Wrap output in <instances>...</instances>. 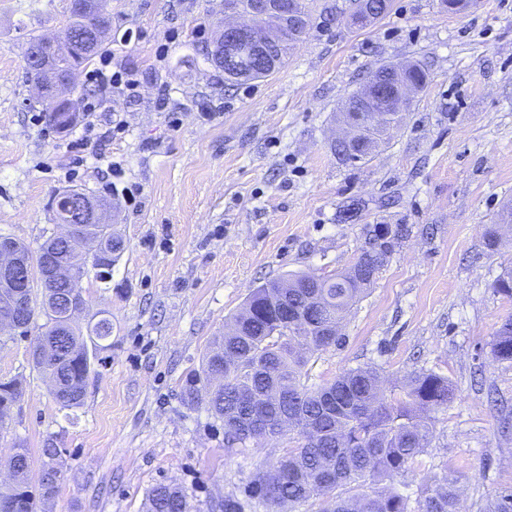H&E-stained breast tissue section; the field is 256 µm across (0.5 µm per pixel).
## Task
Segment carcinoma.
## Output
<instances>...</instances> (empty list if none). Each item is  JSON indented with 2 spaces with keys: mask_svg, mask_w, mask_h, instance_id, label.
<instances>
[{
  "mask_svg": "<svg viewBox=\"0 0 512 512\" xmlns=\"http://www.w3.org/2000/svg\"><path fill=\"white\" fill-rule=\"evenodd\" d=\"M392 0H356L354 20L370 22L386 15ZM384 143L380 132L357 145L352 154L335 148L345 162L365 160ZM396 235L386 224H376L354 264L340 273L319 279L310 274H292L265 282L249 295L234 315L231 332L214 341L200 370L192 373L183 399L192 407L203 406L224 421L225 447L244 451L286 434L295 446L284 450L277 466L262 470L244 488V498L224 499V512H244L252 500L273 501L291 512L319 502V512H456L458 478L450 473L435 476L420 498L390 486L408 470L433 437L435 414L448 407L453 387L448 378L434 372H419L407 379L399 398L385 395L375 367L349 369L332 381L309 384L307 366L312 356L327 349L324 330L336 329L335 344L342 340L344 314L370 287L395 246ZM29 269L24 288L0 282V315L12 304H24L29 315L21 323L28 331L40 312L50 324L54 354L43 356L33 349L34 369L48 377L51 394L62 406L77 408L84 399L91 369L87 344L72 323L83 310L80 284L97 269L96 278L112 268V255L123 250V240L110 224H81L73 243L46 238L37 253L10 239ZM88 249L91 264L73 267L75 285L52 281V268L65 263L73 253ZM316 280V287L309 281ZM303 303L313 300L315 310L293 333L287 330L281 297ZM492 355L512 361V320L496 332ZM224 378V390L208 396L214 376ZM22 391L17 380L0 381V427L9 420ZM13 482L0 486V512H40L42 500L57 488L60 472L44 469L40 484L30 485L29 450L15 445L10 459ZM481 512H512V492L488 500ZM147 512H189L184 492L160 483L148 496Z\"/></svg>",
  "mask_w": 512,
  "mask_h": 512,
  "instance_id": "1",
  "label": "carcinoma"
}]
</instances>
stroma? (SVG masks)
<instances>
[{
    "instance_id": "35a3bbf8",
    "label": "stroma",
    "mask_w": 512,
    "mask_h": 512,
    "mask_svg": "<svg viewBox=\"0 0 512 512\" xmlns=\"http://www.w3.org/2000/svg\"><path fill=\"white\" fill-rule=\"evenodd\" d=\"M69 9L0 0V236L38 249L62 190L111 207L124 249L111 277L82 281L77 324L106 317L112 335L93 352L76 408L57 403L30 363L44 317L0 339V379L22 386L0 428V480L20 441L39 481L51 445L63 478L42 512H146L160 483L185 490L191 512H216L289 441L227 452L223 421L185 404L188 374L258 285L347 269L367 226L404 224L409 236L346 316L341 344L312 357L310 381L374 364L395 395L412 372L447 377L454 398L396 487L415 497L452 471L460 512L512 491V362L491 352L512 318V297L496 289L512 242L486 246L488 226L512 206V0H475L458 15L441 0H393L367 26L353 23L354 0H313L287 63L232 85L206 54L224 0H108L106 47L141 83L130 98L78 79L79 99L103 106L73 153V131L50 122L24 59L28 40L61 32ZM398 62L420 63L426 87L371 160L339 161L337 113L372 70ZM116 119L125 130L114 135ZM123 187L137 190V207Z\"/></svg>"
}]
</instances>
